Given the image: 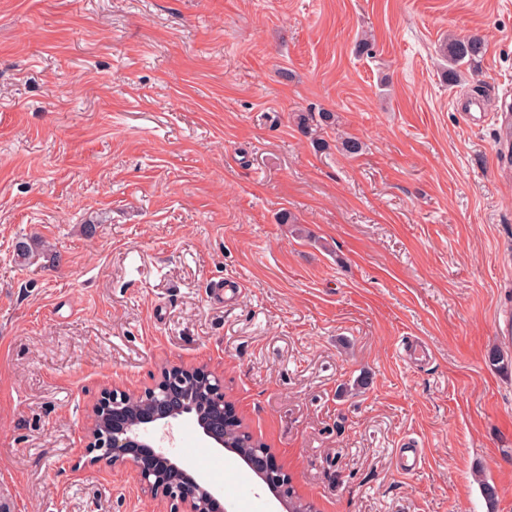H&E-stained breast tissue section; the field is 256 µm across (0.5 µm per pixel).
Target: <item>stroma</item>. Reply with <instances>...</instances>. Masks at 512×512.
<instances>
[{"label": "stroma", "instance_id": "1", "mask_svg": "<svg viewBox=\"0 0 512 512\" xmlns=\"http://www.w3.org/2000/svg\"><path fill=\"white\" fill-rule=\"evenodd\" d=\"M470 33L479 74L449 82L438 47ZM508 85L512 0H0V512H167L80 458L103 390L172 365L217 376L319 512H512ZM25 237L51 257L16 262ZM169 450L279 512L194 418Z\"/></svg>", "mask_w": 512, "mask_h": 512}]
</instances>
